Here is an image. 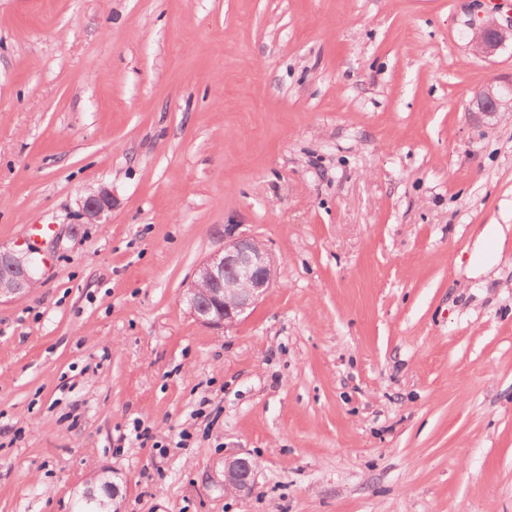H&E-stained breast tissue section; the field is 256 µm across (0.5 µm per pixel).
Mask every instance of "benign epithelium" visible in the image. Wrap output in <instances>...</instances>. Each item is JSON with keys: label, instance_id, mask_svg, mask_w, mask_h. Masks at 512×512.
<instances>
[{"label": "benign epithelium", "instance_id": "obj_1", "mask_svg": "<svg viewBox=\"0 0 512 512\" xmlns=\"http://www.w3.org/2000/svg\"><path fill=\"white\" fill-rule=\"evenodd\" d=\"M512 41V26L503 27L491 19L471 27L470 43L481 57H491L507 41ZM473 105L488 118L512 112V85L508 90L496 83L485 85L475 96ZM82 214L89 224H97L112 211V191L101 188L80 201ZM31 258L21 250L0 248V298L28 291L34 279ZM276 260L259 239L250 235H224V250L213 253L200 266L192 288L185 295L191 314L202 324L228 329L265 294L275 281ZM256 464L247 457H236L224 463V490L247 493L252 489ZM117 487L110 499L95 495L89 486L82 498L96 502L98 512H121L117 504Z\"/></svg>", "mask_w": 512, "mask_h": 512}]
</instances>
